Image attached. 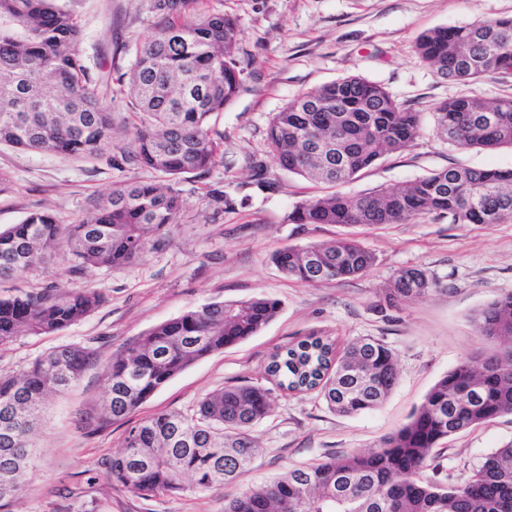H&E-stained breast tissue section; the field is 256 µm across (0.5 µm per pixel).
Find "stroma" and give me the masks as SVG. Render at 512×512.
Listing matches in <instances>:
<instances>
[{
	"mask_svg": "<svg viewBox=\"0 0 512 512\" xmlns=\"http://www.w3.org/2000/svg\"><path fill=\"white\" fill-rule=\"evenodd\" d=\"M82 31L78 52L101 102L112 114V141L99 155L70 157L0 145V227L47 209L58 223H77L95 201L120 182L157 179V172L116 167L115 157L134 137L127 72L142 43L162 23L149 0H57ZM199 11L223 13L239 23V54L249 75L216 118L224 156L204 176L184 175L182 209L159 249L134 264L101 269L88 285L105 303L91 315L51 335L20 336L0 349V372L26 368L45 352L68 344H95L99 365L73 389L52 396L38 433L41 454L15 512H224V502L288 469L331 453H357L405 424L426 393L461 359L492 354L471 316L503 293H512V218L498 224H451L426 217L413 224L374 228L294 224L288 215L300 200L327 194L281 168L267 151L273 113L299 95L356 75L383 87L402 107L421 115L418 138L344 185V193L390 190L449 166L512 168V148L460 150L440 137L436 106L469 96L485 102L512 96V74L467 82L440 77L416 52L425 31L449 25L512 18V0H199ZM264 161L276 187L253 193L245 205L215 212L212 189L248 180L252 160ZM354 237L376 257L364 274L307 286L289 280L271 256L288 246ZM67 250L38 267L0 282V291L51 282L79 287ZM421 268L442 286L385 307L393 275ZM264 295L280 301L278 316L257 335L210 355L154 393L136 412L143 419L186 412L206 394L227 386L270 388V415L252 430L260 452L251 468L218 490L195 488L144 500L118 486L108 461L122 448L129 421L85 434V412L101 408L107 391L103 363L153 326L210 302ZM336 347L374 338L393 353L399 380L384 404L359 416L332 413L316 393L271 388L265 368L271 355L310 332ZM512 441V415L448 438L435 453L457 484L483 457Z\"/></svg>",
	"mask_w": 512,
	"mask_h": 512,
	"instance_id": "obj_1",
	"label": "stroma"
}]
</instances>
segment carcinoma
<instances>
[{"label":"carcinoma","mask_w":512,"mask_h":512,"mask_svg":"<svg viewBox=\"0 0 512 512\" xmlns=\"http://www.w3.org/2000/svg\"><path fill=\"white\" fill-rule=\"evenodd\" d=\"M196 0H150L164 16L138 50L130 73L135 147L116 165L152 169L164 181H130L112 191L79 223L65 226L44 210L0 228V280L14 278L67 248L73 272L144 258L176 223L181 176H200L215 164L224 134L213 115L240 92L245 68L238 59L239 25L224 14H194ZM22 26L18 39L0 30V143L62 155L94 156L112 139V117L98 100L77 45V21L55 0H0V16ZM420 58L449 80L467 81L512 71V20L422 33ZM436 126L458 149L512 148V97L491 104L461 96L435 108ZM420 113L405 109L384 88L349 76L298 96L271 117L266 142L280 166L306 180L336 187L419 135ZM237 190L271 187L263 164ZM451 224H497L512 217V170L448 167L403 188L367 196L333 192L297 202L293 224L373 226L409 224L428 216ZM272 260L305 285L366 272L374 255L353 238L288 246ZM440 287L418 268L396 273L386 304ZM105 296L89 286L62 291L54 284L17 289L0 297V348L18 336L54 334L91 315ZM262 295L204 303L161 322L112 353L108 388L99 410L82 428L96 434L136 413L155 391L193 363L256 335L279 313ZM494 343L484 359L459 361L429 389L410 420L372 449L332 454L224 502V512H512V442L487 454L456 485L440 478V465L423 473L434 449L449 437L512 415V293L472 315ZM99 361L90 345L55 348L24 370L0 375V512H13L40 455L36 424L52 394L77 384ZM267 372L288 391H312L344 416L380 407L399 370L391 350L364 338L340 352L309 337L273 356ZM271 412L270 390L228 386L205 395L192 413L167 412L127 430L108 462L114 482L144 500L185 489H221L247 470L258 453L253 426Z\"/></svg>","instance_id":"cac0c4a2"}]
</instances>
